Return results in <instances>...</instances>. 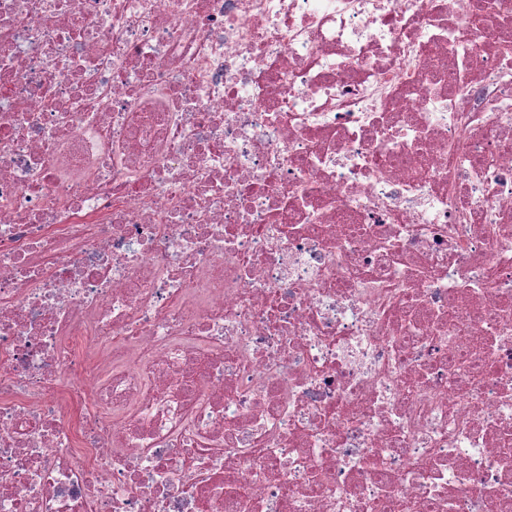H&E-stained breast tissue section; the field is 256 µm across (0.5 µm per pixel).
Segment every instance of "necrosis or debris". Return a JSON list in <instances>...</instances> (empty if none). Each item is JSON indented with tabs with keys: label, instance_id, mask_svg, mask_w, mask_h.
Instances as JSON below:
<instances>
[{
	"label": "necrosis or debris",
	"instance_id": "necrosis-or-debris-1",
	"mask_svg": "<svg viewBox=\"0 0 512 512\" xmlns=\"http://www.w3.org/2000/svg\"><path fill=\"white\" fill-rule=\"evenodd\" d=\"M495 2L0 0V512H512Z\"/></svg>",
	"mask_w": 512,
	"mask_h": 512
}]
</instances>
